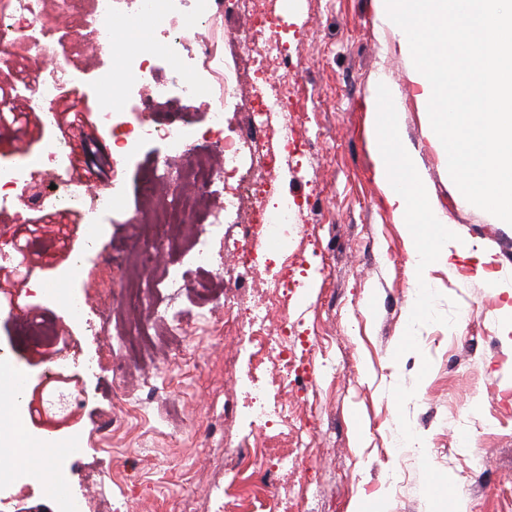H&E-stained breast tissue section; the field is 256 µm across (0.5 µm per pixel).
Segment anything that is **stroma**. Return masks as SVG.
Wrapping results in <instances>:
<instances>
[{"label":"stroma","instance_id":"stroma-1","mask_svg":"<svg viewBox=\"0 0 512 512\" xmlns=\"http://www.w3.org/2000/svg\"><path fill=\"white\" fill-rule=\"evenodd\" d=\"M214 0L209 38L214 61L197 63L212 93H221L236 60L227 42L246 34L248 20ZM274 30L293 61L288 120L302 136L276 148V166L244 223L230 236L249 235L257 258L218 250L212 268L183 263L164 251L142 272V303L124 304L126 258L148 231L130 223L142 209L144 175L165 145L143 141L136 154L115 158L112 137L99 122L85 128L99 158L111 159V190L122 199L102 224L88 227L70 214L72 252L34 201L42 184L0 201V357L23 379L21 420L31 456L69 445L51 461L63 473L60 493L45 485L0 488V512H59L70 497L83 512H219L234 465L225 440L250 432L253 387L225 373L243 360L224 322V297L245 293L261 303L275 278L289 287L288 314L311 344L290 404L311 424L306 452L315 460L306 482L272 475L267 512H350L384 506L387 512H448L445 494L428 492L430 474L447 477L467 498V512H512V226L493 223L470 207L447 168L441 142L423 133V108L399 37L377 19L379 0H270ZM84 72L80 110L99 115L112 104L96 84L107 63L91 45L75 53ZM281 69L255 74L243 97L228 100L225 133L259 109L261 92L278 84ZM393 87L391 111L418 151L439 206L458 236L491 252L497 287L475 268L455 273L433 266L430 292L409 319L406 242L376 179L367 133L375 82ZM129 97L151 123L199 129L207 125L200 101H151L140 85ZM57 130L0 126V163L21 164ZM288 198L297 227L278 245L268 242L266 206ZM254 263L247 283L239 266ZM184 274L178 292L155 287L169 266ZM78 297L85 319L47 298L44 288ZM47 325L80 357L66 373L72 406L62 417L40 414L51 385L53 347L29 337ZM95 359L87 369L86 359ZM420 436L419 453L402 447L400 432Z\"/></svg>","mask_w":512,"mask_h":512}]
</instances>
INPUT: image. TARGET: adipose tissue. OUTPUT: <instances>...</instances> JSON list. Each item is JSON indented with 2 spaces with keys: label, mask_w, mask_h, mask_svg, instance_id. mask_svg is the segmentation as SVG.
I'll list each match as a JSON object with an SVG mask.
<instances>
[{
  "label": "adipose tissue",
  "mask_w": 512,
  "mask_h": 512,
  "mask_svg": "<svg viewBox=\"0 0 512 512\" xmlns=\"http://www.w3.org/2000/svg\"><path fill=\"white\" fill-rule=\"evenodd\" d=\"M397 116L392 112L371 113L369 132L375 146L376 177L382 185L387 205L401 224L408 242V264L414 300L408 309L416 316L424 302L423 288L431 265L455 272L458 260L477 257L481 275L489 284H496L494 272L487 266L492 256L472 252L448 225L431 189L418 151L398 135Z\"/></svg>",
  "instance_id": "obj_1"
}]
</instances>
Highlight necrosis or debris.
<instances>
[{"label":"necrosis or debris","instance_id":"necrosis-or-debris-1","mask_svg":"<svg viewBox=\"0 0 512 512\" xmlns=\"http://www.w3.org/2000/svg\"><path fill=\"white\" fill-rule=\"evenodd\" d=\"M41 2L0 0V54L42 56L51 60V68L44 72L35 88L36 99L28 103L30 111L38 113L41 125L51 128L57 120L55 90L61 85L76 90L80 84L70 69L68 57L60 54L51 35L36 38L26 34L28 28L42 22ZM248 9L254 23L244 40H235L230 44L238 69L235 78L225 83L223 95L209 101L207 131L214 136V146L230 161H237L241 154H248L249 166L239 169L237 176L233 177L228 171L204 160L173 175L169 172L168 164L160 160L142 185L144 195L149 197L159 182L173 176L177 181L190 184L197 190L223 196V211L206 216V237L195 240L185 251L191 265L198 268L213 265L214 244L224 239L225 215L237 217L245 213L254 185L261 181L265 168L272 160L267 142L253 137L251 127L258 125L264 130H272L274 115L288 109L289 91L287 84L283 83L262 102L256 116L249 118L248 129L242 130L234 138L224 135L225 100L242 92L245 76L262 71L272 64L280 68L288 64L287 56L267 19V0H248ZM62 10L78 18L71 33L72 41L77 44L91 43L99 53L108 56L112 55L121 38L118 27L124 16H136L154 32L155 37L136 52L122 54V68L134 81L145 83L148 96L162 100L169 97L170 84L158 73L156 63L164 60L182 70V95L191 98L204 95L202 81L188 72L187 62L210 53L209 42L202 37L201 32L212 14L213 0H62ZM98 80L101 89L116 101L114 107L101 113L99 120L102 127L110 132L117 153L129 155L135 152L142 141L151 138L168 141L181 153L196 139L197 133L191 128H159L140 119L126 120L124 103L128 98L127 91L113 85L107 72H100ZM69 161V155L55 140L46 141L41 151L30 161L16 166L0 165V197L9 196L12 191L27 185L31 178H56ZM38 203L51 210L76 212L82 223L94 225L100 223L105 213L112 211L116 198L105 189L89 197L75 185L68 184L62 192L39 196ZM282 308V296L276 290L271 292L266 305L261 308L246 305L239 296L224 302V314L233 323L234 333L241 342L243 352L247 353L249 362L260 364L269 361L277 364L275 382L279 390L285 392L290 387V375L298 372L301 367L293 348L295 337L290 334L289 322L285 319L281 320L276 332L268 333L263 329L266 315L279 312ZM271 463L275 464L277 470H284L288 457L284 454L271 456L266 440L253 442L250 449L238 457L237 471L228 485L229 490H237L245 472L259 474Z\"/></svg>","mask_w":512,"mask_h":512}]
</instances>
